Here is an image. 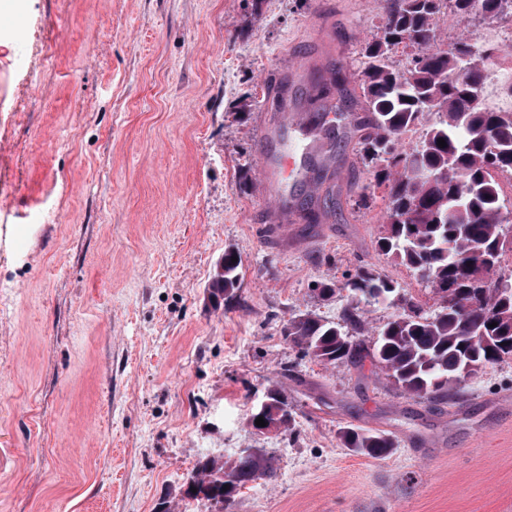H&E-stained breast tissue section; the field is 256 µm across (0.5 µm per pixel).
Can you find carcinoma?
Masks as SVG:
<instances>
[{
  "label": "carcinoma",
  "mask_w": 512,
  "mask_h": 512,
  "mask_svg": "<svg viewBox=\"0 0 512 512\" xmlns=\"http://www.w3.org/2000/svg\"><path fill=\"white\" fill-rule=\"evenodd\" d=\"M464 18L474 10L489 16L512 14V0H386L382 36L364 51L361 155L385 165L376 186L384 188L387 231L378 250L418 273L440 295L431 314L414 308L392 281L367 267L346 282L353 312L364 303L386 302L394 308L378 333L373 349L351 339L336 322L309 315L283 326V336L301 358L323 365L359 363L370 358L404 394L427 401L452 396L466 366L473 370L512 357V288L482 287L474 275L488 260L500 263L512 250L501 240V210L506 208L499 175L512 174V111L472 104V93L484 87L487 65L495 48L480 37L462 36L450 50H440L438 21L443 5ZM411 49L407 71L392 60L397 47ZM434 102V108L426 102ZM422 126L419 144L399 150L403 135ZM444 139L445 147L438 146ZM435 172L450 173L431 182H411L406 170L412 160ZM239 254L224 251V274L213 276V294L226 300L239 288ZM497 326L490 327V324ZM267 422L288 431L294 422L288 394L277 379L269 381ZM345 447L379 457L394 447L393 439L353 429L344 431ZM276 476L272 459L262 448L246 449L232 460L207 457L191 473L196 490L208 501L227 503L243 487Z\"/></svg>",
  "instance_id": "1"
}]
</instances>
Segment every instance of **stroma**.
<instances>
[{
	"mask_svg": "<svg viewBox=\"0 0 512 512\" xmlns=\"http://www.w3.org/2000/svg\"><path fill=\"white\" fill-rule=\"evenodd\" d=\"M384 5L0 0L25 29L0 31V512H512V357L428 402L371 362L300 358L281 332L306 314L343 322L362 265L423 312L441 303L378 251L387 200L358 153ZM474 29L512 59L506 17L447 15L440 42ZM321 61L342 86L312 71ZM292 63L311 73L288 109L322 121L342 172L306 197L317 221L297 246L266 230L256 151L275 115L263 91ZM228 249L239 288L215 302ZM273 377L295 422L260 434L247 419ZM345 427L397 446L354 453ZM247 448L274 457L276 479L222 507L185 496L204 456Z\"/></svg>",
	"mask_w": 512,
	"mask_h": 512,
	"instance_id": "stroma-1",
	"label": "stroma"
}]
</instances>
